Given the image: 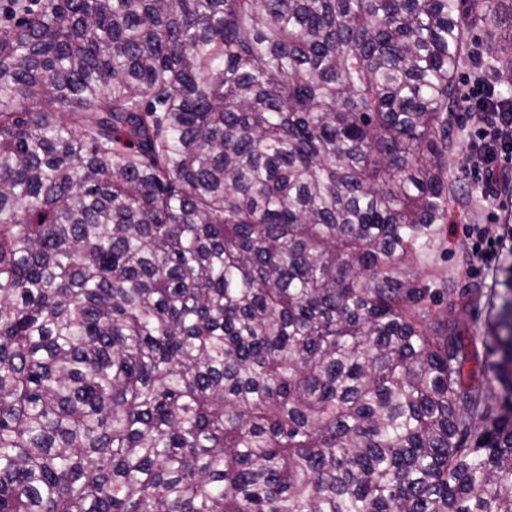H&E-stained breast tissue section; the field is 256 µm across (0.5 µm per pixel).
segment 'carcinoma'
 Instances as JSON below:
<instances>
[{
    "instance_id": "cac0c4a2",
    "label": "carcinoma",
    "mask_w": 512,
    "mask_h": 512,
    "mask_svg": "<svg viewBox=\"0 0 512 512\" xmlns=\"http://www.w3.org/2000/svg\"><path fill=\"white\" fill-rule=\"evenodd\" d=\"M502 7L13 3L0 512H512V298L410 280ZM456 318L458 319L461 327V334L465 337L471 357L477 358L472 360L466 365L465 371L468 372L471 368H476L477 359L480 361L483 358L484 347L482 344V331L484 321L487 316L485 308H459L456 311Z\"/></svg>"
}]
</instances>
